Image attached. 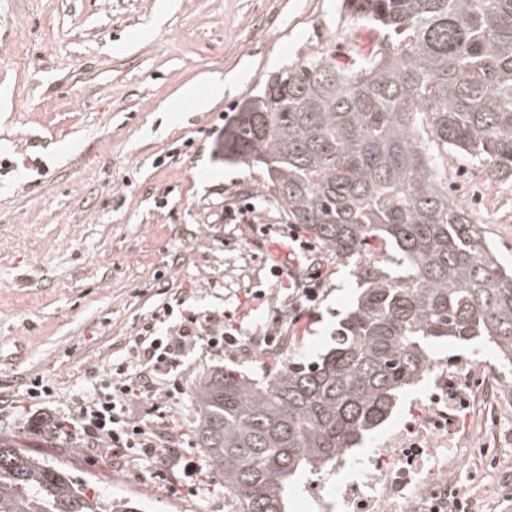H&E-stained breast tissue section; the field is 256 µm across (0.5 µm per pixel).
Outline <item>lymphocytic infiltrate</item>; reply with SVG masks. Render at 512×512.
Here are the masks:
<instances>
[{"label":"lymphocytic infiltrate","mask_w":512,"mask_h":512,"mask_svg":"<svg viewBox=\"0 0 512 512\" xmlns=\"http://www.w3.org/2000/svg\"><path fill=\"white\" fill-rule=\"evenodd\" d=\"M240 329L217 311L202 312L184 301L163 305L144 317L125 356L115 360L98 392L81 401L76 417H62L57 428L74 426L81 438L111 449L113 454L136 452L142 460H154L171 439L163 404L176 401L180 392L179 367L196 349L220 354L235 347ZM160 409L159 427L135 420L133 409L141 402Z\"/></svg>","instance_id":"1"}]
</instances>
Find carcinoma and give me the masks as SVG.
<instances>
[{"label":"carcinoma","instance_id":"obj_1","mask_svg":"<svg viewBox=\"0 0 512 512\" xmlns=\"http://www.w3.org/2000/svg\"><path fill=\"white\" fill-rule=\"evenodd\" d=\"M382 37L344 65L318 54L267 79L224 148L265 170L285 219L363 288L334 345L245 377L209 371L195 393L200 448L234 512H288L293 478L334 464L431 362L430 346L484 336L512 366V273L448 193L426 148L512 182V0H342ZM392 248L381 261L377 256ZM0 512H140L87 493L60 464L0 440Z\"/></svg>","mask_w":512,"mask_h":512}]
</instances>
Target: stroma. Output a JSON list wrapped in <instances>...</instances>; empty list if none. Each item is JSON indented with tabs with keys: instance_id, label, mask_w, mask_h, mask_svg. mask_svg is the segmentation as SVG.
<instances>
[{
	"instance_id": "35a3bbf8",
	"label": "stroma",
	"mask_w": 512,
	"mask_h": 512,
	"mask_svg": "<svg viewBox=\"0 0 512 512\" xmlns=\"http://www.w3.org/2000/svg\"><path fill=\"white\" fill-rule=\"evenodd\" d=\"M378 40L340 0H0V439L145 512H228L224 478L195 445L196 385L224 364L258 377L276 351L317 358L360 274L354 261L293 256L276 241L285 217L267 175L225 158L224 128L270 75L327 51L343 63ZM213 74L232 85L208 110L182 98L184 84ZM432 156L512 265V183H488L470 157ZM248 202L253 225L231 222L228 211ZM282 261L289 274L273 277ZM316 272L317 304L294 310ZM178 298L229 314L244 336L219 356L195 351L181 373L170 415L205 475L192 494L169 452L150 466L50 428L98 387L138 319ZM273 325L271 352L258 338ZM36 377L53 396L33 407ZM453 486L481 512H512V445L475 446Z\"/></svg>"
}]
</instances>
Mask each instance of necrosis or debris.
Returning <instances> with one entry per match:
<instances>
[{"instance_id": "obj_1", "label": "necrosis or debris", "mask_w": 512, "mask_h": 512, "mask_svg": "<svg viewBox=\"0 0 512 512\" xmlns=\"http://www.w3.org/2000/svg\"><path fill=\"white\" fill-rule=\"evenodd\" d=\"M480 355L435 351L417 393L372 438L341 456L333 471L305 483L301 497L319 512H446L448 470L485 421L479 400L512 414V395L486 375Z\"/></svg>"}]
</instances>
